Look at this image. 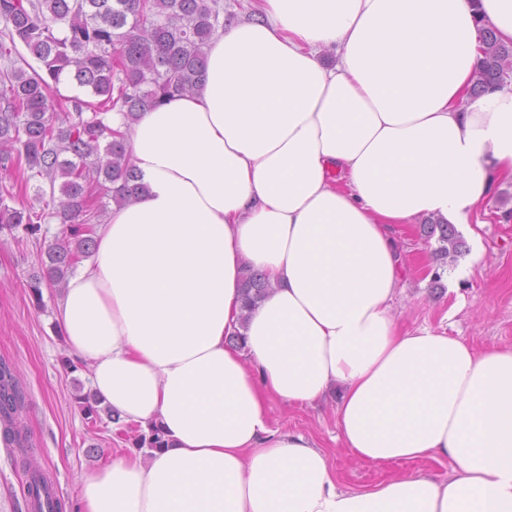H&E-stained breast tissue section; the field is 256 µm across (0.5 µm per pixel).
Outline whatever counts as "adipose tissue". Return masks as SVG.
<instances>
[{
	"label": "adipose tissue",
	"mask_w": 512,
	"mask_h": 512,
	"mask_svg": "<svg viewBox=\"0 0 512 512\" xmlns=\"http://www.w3.org/2000/svg\"><path fill=\"white\" fill-rule=\"evenodd\" d=\"M126 140L144 190L97 225L56 320L91 386L168 445L87 474L78 512H512V348L400 330L399 235L512 181V86L471 97L512 0H261ZM332 50L333 60L322 57ZM273 292L241 319L244 265ZM242 331L244 343L227 338ZM336 393L346 448L452 474L340 488L267 403Z\"/></svg>",
	"instance_id": "ef3b65f1"
}]
</instances>
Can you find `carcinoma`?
I'll return each instance as SVG.
<instances>
[{
  "mask_svg": "<svg viewBox=\"0 0 512 512\" xmlns=\"http://www.w3.org/2000/svg\"><path fill=\"white\" fill-rule=\"evenodd\" d=\"M224 23L221 0H0V233L20 231L38 241L42 225H62L30 278L36 300L44 286L65 287L77 263L94 253L91 225L106 208L99 200L130 204L143 191L126 134L112 130V113L129 130L140 113L192 93L205 75L208 44ZM481 52L475 96L512 70V45L490 28L483 29ZM66 83L90 98L63 94ZM13 175L26 185L38 181L41 211L8 204L14 185L3 180ZM423 231L442 257L462 246L451 224L433 222ZM242 291L245 320L273 285L247 267ZM76 402L90 422L106 419L123 428L95 395L79 394ZM21 408L17 378L0 359V434L25 451ZM133 445L152 451L166 442L154 427L138 433Z\"/></svg>",
  "mask_w": 512,
  "mask_h": 512,
  "instance_id": "cac0c4a2",
  "label": "carcinoma"
}]
</instances>
